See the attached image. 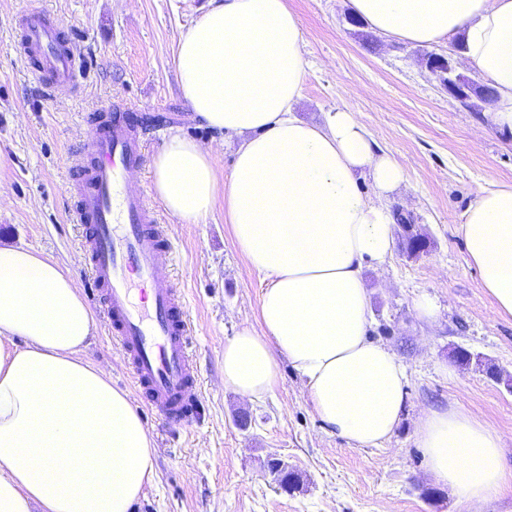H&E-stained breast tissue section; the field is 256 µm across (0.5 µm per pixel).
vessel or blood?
I'll list each match as a JSON object with an SVG mask.
<instances>
[{"mask_svg":"<svg viewBox=\"0 0 512 512\" xmlns=\"http://www.w3.org/2000/svg\"><path fill=\"white\" fill-rule=\"evenodd\" d=\"M15 51L45 90L77 86L83 64L65 29L32 6L16 17ZM80 147L71 190V220L88 232L81 243L89 282L108 317V332L124 353L132 383L156 415L182 424L198 418V367L190 352L192 326L181 293L163 270L173 245L144 186L129 172L144 159L143 135L125 109Z\"/></svg>","mask_w":512,"mask_h":512,"instance_id":"obj_1","label":"vessel or blood"}]
</instances>
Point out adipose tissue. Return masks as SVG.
<instances>
[{"mask_svg":"<svg viewBox=\"0 0 512 512\" xmlns=\"http://www.w3.org/2000/svg\"><path fill=\"white\" fill-rule=\"evenodd\" d=\"M349 5L385 36L426 45L460 37L496 90L493 122L512 127V0ZM173 56L188 106L235 143V163L218 178L209 150L172 136L154 160L156 193L186 224L223 201L237 247L265 281L260 329L224 344L225 387L268 395L285 355L331 432L381 446L400 421L408 369L369 337L363 270L395 248L389 199L403 169L345 108L319 124L296 116L308 62L288 0H214ZM363 177L374 196L360 192ZM460 229L497 312L512 315V186L476 182ZM95 326L68 269L0 247V512H130L152 482L155 450L132 393L81 356ZM416 442L429 472L464 502H485L512 480L498 435L471 413L425 412Z\"/></svg>","mask_w":512,"mask_h":512,"instance_id":"obj_1","label":"adipose tissue"}]
</instances>
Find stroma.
Returning <instances> with one entry per match:
<instances>
[{"mask_svg":"<svg viewBox=\"0 0 512 512\" xmlns=\"http://www.w3.org/2000/svg\"><path fill=\"white\" fill-rule=\"evenodd\" d=\"M32 0H0V246H26L67 267L89 296L80 248L83 227L71 223L74 158L95 109L123 102L143 132L147 165L135 179L153 185L152 160L178 134L213 150L218 176L234 164L232 143L195 117L180 90L173 50L211 0H39L71 33L85 62L77 89L41 96L14 52V17ZM300 18L309 62L298 116L321 122L324 112H356L407 180L393 210L412 218L427 249L408 257L395 247L365 271L369 336L408 367L400 422L378 448H358L331 433L314 414L304 378L280 358L272 394L249 401L224 386V344L245 327L259 329L265 283L237 249L224 204L205 223L162 218L174 245L170 273L193 329L201 377L199 419L177 428L139 413L155 447V477L131 512H512V486L479 505L459 499L427 471L416 445L419 416L429 410L472 413L500 437L512 472V391L485 372L512 374V316L498 314L469 261L460 217L474 181L512 184V129L495 125L448 95L425 69L429 53L455 56L456 40L414 45L372 33L357 35L346 0H288ZM429 298L434 319L417 303ZM96 329L88 359L113 386L129 390L106 315L93 305ZM468 350L469 364L454 353ZM295 476L282 489L269 466Z\"/></svg>","mask_w":512,"mask_h":512,"instance_id":"obj_1","label":"stroma"}]
</instances>
